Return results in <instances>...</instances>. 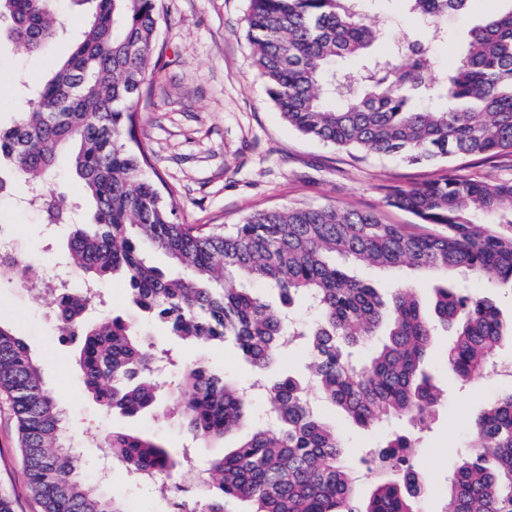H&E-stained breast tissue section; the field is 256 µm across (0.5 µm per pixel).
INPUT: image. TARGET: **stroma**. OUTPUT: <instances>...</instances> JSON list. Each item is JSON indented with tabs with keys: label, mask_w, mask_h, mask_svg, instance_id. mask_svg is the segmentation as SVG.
I'll use <instances>...</instances> for the list:
<instances>
[{
	"label": "stroma",
	"mask_w": 512,
	"mask_h": 512,
	"mask_svg": "<svg viewBox=\"0 0 512 512\" xmlns=\"http://www.w3.org/2000/svg\"><path fill=\"white\" fill-rule=\"evenodd\" d=\"M160 27L165 67L156 78L142 114L140 134L152 150V164L166 183L178 190L177 219L183 224H234L258 210L283 206L333 205L376 210L389 224H415L414 216L386 207L385 190L413 186L451 172L470 178L512 179V156L478 157L413 166L397 156L353 158L348 152L305 137L288 125L266 95V82L254 65L247 37L248 0H164ZM500 0H470L468 8L449 16L447 42L432 45L437 71H447L468 31L488 14L500 10ZM364 14L379 32L376 52L415 33L402 0H365ZM59 18L69 36L51 42L40 56L14 44H0V125L9 126L18 104L16 76L38 84L54 62L65 56L78 36L83 14L59 4ZM23 182L11 183L0 196V237L13 244L18 264L0 279V321L11 326L42 368L46 387L71 425L73 443L84 462V476L105 493L119 494L128 512H172L170 497L157 485L120 469L104 479L109 460L107 439L115 431H137L159 438L168 447L186 451L197 465L222 455L239 441L230 433L216 440H192L176 411L125 417L109 413L87 398L74 361L72 345L59 341L52 297L27 288L30 276L44 270L66 271L64 245L70 224L45 230L42 211L27 205ZM353 273L388 294L403 286L417 288L430 301L436 277L406 267L379 271L356 266ZM103 301L91 308L88 320L123 314L141 327L148 320L132 309L121 280L100 286ZM174 359L200 360L223 370L227 379L247 388L252 368L232 344L191 349L165 340ZM512 389V380L484 377L472 384L448 382V398L432 426L420 434L416 465L425 483L420 512H440L448 497V477L463 453L469 424L483 407ZM316 411L333 422L347 460L359 466L366 448L393 433L406 432L403 423H373L362 428L339 409L320 402ZM8 496L14 512H42L30 493L18 448L17 422L11 403L0 394V495Z\"/></svg>",
	"instance_id": "obj_1"
}]
</instances>
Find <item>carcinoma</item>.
Wrapping results in <instances>:
<instances>
[{"mask_svg": "<svg viewBox=\"0 0 512 512\" xmlns=\"http://www.w3.org/2000/svg\"><path fill=\"white\" fill-rule=\"evenodd\" d=\"M87 20L71 53L31 89L29 109L0 127V192L12 177L41 197L48 223L65 224L66 202L49 193L60 150L91 201L67 241L70 267L99 285L119 274L128 302L187 344L235 345L257 374L290 349L307 353L312 382L283 374L264 385L272 424L252 426L250 400L224 374L191 364L177 386L179 418L197 439L240 431L239 444L207 463L212 493L188 512H224L228 498L253 512H418L422 493L415 443L404 434L366 451L361 470L342 457L336 427L310 394L342 408L356 424L398 418L424 431L444 391L427 370L439 329L451 333L448 370L469 383L499 362L512 338L494 302L458 285L439 288L429 310L417 291L390 295L348 275L336 258L379 270L409 267L430 275H465L512 290V181L456 174L393 187L386 205L430 227L386 224L378 212L321 207L264 209L230 227L181 224L172 190L151 177L150 147L138 135L144 103L161 72L163 0H69ZM364 0H249L248 39L266 92L282 117L309 138L350 153L399 155L432 164L512 154V6L473 27L448 73L434 72L429 45L448 40L443 19L470 0H403L425 34H409L374 55L375 31ZM0 35L39 54L62 32L52 0H0ZM362 56V69L336 67ZM477 211L485 224L471 219ZM165 254L175 274L155 266L143 244ZM260 281L274 305L248 288ZM60 339L76 344L87 393L126 416L152 410L161 352L121 315L85 320L101 302L82 289L54 290ZM305 298L314 317L290 320ZM386 339L361 360L355 348L380 327ZM0 391L17 421L23 468L43 512H126L95 493L70 442V428L48 393L26 343L0 323ZM112 461L137 475L155 470L192 477L195 469L153 435L114 432ZM467 454L452 472L442 512H512V390L471 421ZM372 491L362 505L360 481Z\"/></svg>", "mask_w": 512, "mask_h": 512, "instance_id": "obj_1", "label": "carcinoma"}]
</instances>
